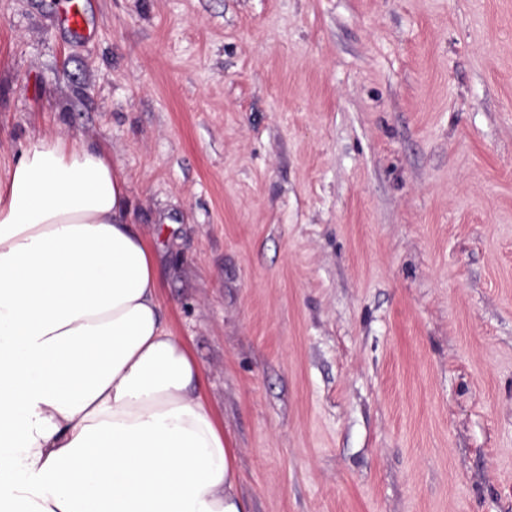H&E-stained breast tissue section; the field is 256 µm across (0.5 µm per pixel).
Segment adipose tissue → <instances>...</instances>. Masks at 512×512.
Wrapping results in <instances>:
<instances>
[{"mask_svg":"<svg viewBox=\"0 0 512 512\" xmlns=\"http://www.w3.org/2000/svg\"><path fill=\"white\" fill-rule=\"evenodd\" d=\"M129 211L111 155L58 134L0 176V512H250Z\"/></svg>","mask_w":512,"mask_h":512,"instance_id":"ef3b65f1","label":"adipose tissue"}]
</instances>
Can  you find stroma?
Masks as SVG:
<instances>
[{
    "label": "stroma",
    "instance_id": "stroma-1",
    "mask_svg": "<svg viewBox=\"0 0 512 512\" xmlns=\"http://www.w3.org/2000/svg\"><path fill=\"white\" fill-rule=\"evenodd\" d=\"M0 0V173L109 150L252 512H512V0ZM63 27L73 36L81 38L87 34V22L83 0H73L62 18Z\"/></svg>",
    "mask_w": 512,
    "mask_h": 512
}]
</instances>
